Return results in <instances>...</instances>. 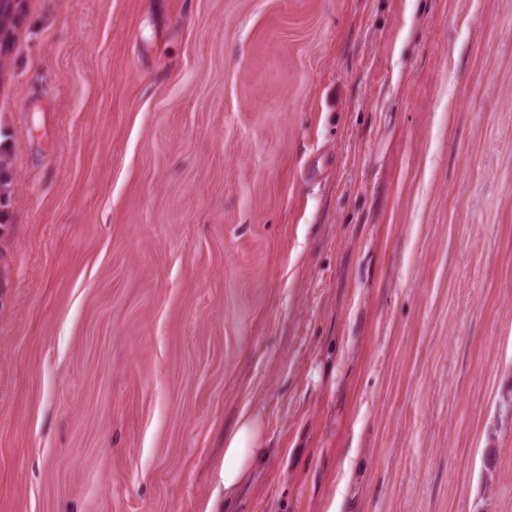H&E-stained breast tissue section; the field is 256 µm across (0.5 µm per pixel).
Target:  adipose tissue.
<instances>
[{
  "mask_svg": "<svg viewBox=\"0 0 512 512\" xmlns=\"http://www.w3.org/2000/svg\"><path fill=\"white\" fill-rule=\"evenodd\" d=\"M265 453L260 421L243 411L235 431L224 440L222 480L225 498L235 497L253 466Z\"/></svg>",
  "mask_w": 512,
  "mask_h": 512,
  "instance_id": "adipose-tissue-1",
  "label": "adipose tissue"
}]
</instances>
